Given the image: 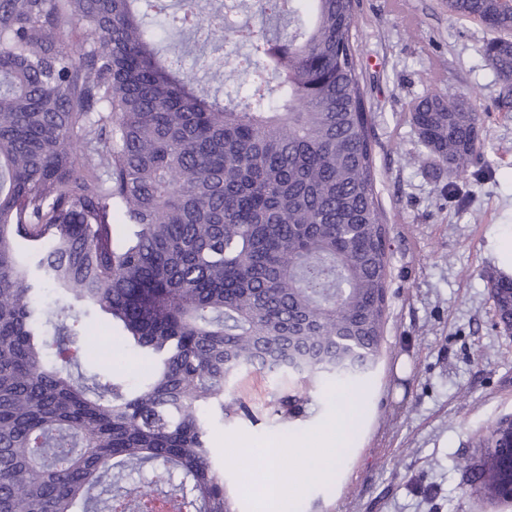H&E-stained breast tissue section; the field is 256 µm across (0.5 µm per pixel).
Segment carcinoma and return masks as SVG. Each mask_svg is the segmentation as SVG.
I'll return each mask as SVG.
<instances>
[{"label": "carcinoma", "mask_w": 512, "mask_h": 512, "mask_svg": "<svg viewBox=\"0 0 512 512\" xmlns=\"http://www.w3.org/2000/svg\"><path fill=\"white\" fill-rule=\"evenodd\" d=\"M162 2L0 0V512H236L209 425L254 417L237 375L301 386L275 403L288 422L328 381L363 395L381 357L390 240L355 0H257V23ZM448 12L499 34L512 111V0ZM187 30L247 48L207 64L235 91L163 52ZM412 121L449 171L479 156L471 99L428 93ZM490 285L511 312L512 278ZM89 307L148 361L137 381L83 350ZM484 442L472 478L499 503L512 421Z\"/></svg>", "instance_id": "1"}]
</instances>
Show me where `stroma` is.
<instances>
[{
	"label": "stroma",
	"instance_id": "obj_1",
	"mask_svg": "<svg viewBox=\"0 0 512 512\" xmlns=\"http://www.w3.org/2000/svg\"><path fill=\"white\" fill-rule=\"evenodd\" d=\"M356 42L372 113L376 192L390 228L388 318L382 358L365 399L336 382L324 385L304 420L281 424L268 403L281 386L255 371L234 390L259 410L256 422L215 420L209 442L239 512H253L266 462L248 468L225 445L249 448L321 431L338 402L370 417L368 428H340L333 474L313 466L288 499V512H512L489 503L459 467L478 463L479 441L512 419V332L498 325L487 275L503 269L512 239V112L494 102L500 82L486 59L493 35L457 18L447 0H356ZM474 95L484 118L480 138L491 172L449 174L420 143L410 107L428 93ZM92 348L111 346L112 365L134 379L148 369L115 341L111 324L90 313ZM410 369L397 375L399 359Z\"/></svg>",
	"mask_w": 512,
	"mask_h": 512
}]
</instances>
